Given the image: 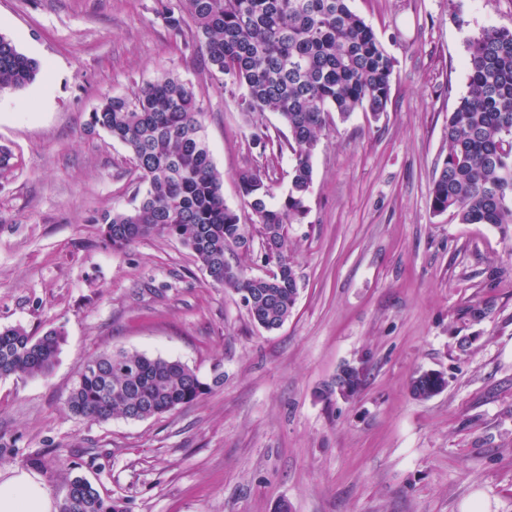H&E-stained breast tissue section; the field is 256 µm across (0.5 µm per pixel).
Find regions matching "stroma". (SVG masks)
<instances>
[{"instance_id":"1","label":"stroma","mask_w":512,"mask_h":512,"mask_svg":"<svg viewBox=\"0 0 512 512\" xmlns=\"http://www.w3.org/2000/svg\"><path fill=\"white\" fill-rule=\"evenodd\" d=\"M395 59L386 112L334 119L316 150L301 223L288 227L292 316L269 332L240 295L214 287L179 241L106 246L95 218L140 201L128 150L88 121L101 96L173 72L203 109L225 204L261 164L238 93L202 68L156 0H0V35L42 73L0 95V329L65 332L45 378L0 379V472L53 469L127 512H512V225L433 214L449 112L466 91V39L512 27V0H351ZM174 359L211 383L146 420L90 422L65 401L103 352ZM350 398H323L340 367ZM446 377L419 401L420 372Z\"/></svg>"}]
</instances>
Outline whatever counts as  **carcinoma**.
Here are the masks:
<instances>
[{"instance_id": "carcinoma-1", "label": "carcinoma", "mask_w": 512, "mask_h": 512, "mask_svg": "<svg viewBox=\"0 0 512 512\" xmlns=\"http://www.w3.org/2000/svg\"><path fill=\"white\" fill-rule=\"evenodd\" d=\"M158 15L176 34L189 31L191 46L224 85L243 90L242 111L251 115L249 146L270 160L289 151L288 189L271 203L276 181L270 166L239 173L249 224L224 204L223 175L212 162L191 85L167 73L131 96L105 95L91 126L106 131L132 154L141 199L130 210L95 218L114 251L154 236L186 246L211 284L241 296L253 323L273 330L291 317L297 276L288 256V225L307 211L312 158L333 115L377 117L387 110L395 60L373 27L349 0H160ZM467 44V90L445 126L446 154L430 189L434 213H451L461 224H512V28L487 27ZM40 65L0 35V94L33 83ZM278 114L288 135L271 134L258 118ZM260 236L262 259L282 274L251 276L229 256L243 247L249 228ZM65 333L52 328L32 336L20 326L0 329V378H39L52 372ZM213 384L179 360L138 351L108 352L82 364L66 399L68 410L87 421L144 420L198 400ZM423 372L410 393L434 396ZM67 475L60 512H124L116 499L80 476L64 458Z\"/></svg>"}]
</instances>
